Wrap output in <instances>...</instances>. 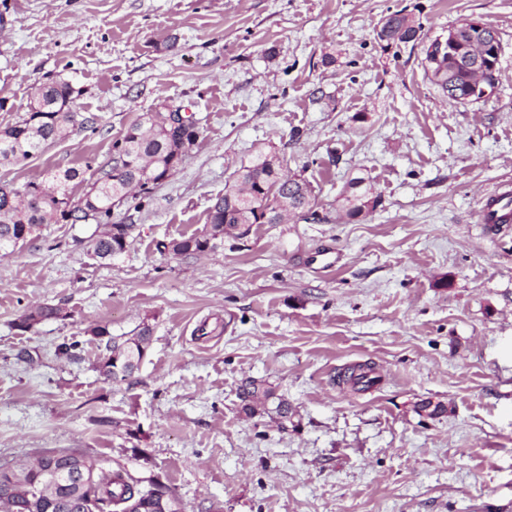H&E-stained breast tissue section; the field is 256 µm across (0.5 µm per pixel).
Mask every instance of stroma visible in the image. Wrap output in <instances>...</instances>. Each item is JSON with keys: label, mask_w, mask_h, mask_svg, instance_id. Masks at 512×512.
I'll list each match as a JSON object with an SVG mask.
<instances>
[{"label": "stroma", "mask_w": 512, "mask_h": 512, "mask_svg": "<svg viewBox=\"0 0 512 512\" xmlns=\"http://www.w3.org/2000/svg\"><path fill=\"white\" fill-rule=\"evenodd\" d=\"M397 10L425 39L492 25V94L446 103L422 42L383 49L375 29ZM49 78L82 88L97 128L0 162L2 183L93 174L163 105L195 115L198 138L173 176L113 209L134 227L123 253L96 260L94 225L50 223L0 255V463L78 449L159 479L183 512H512V224L478 221L512 182V0H0V126ZM259 150L310 182L319 220L160 252L203 229ZM357 176L380 204L341 218ZM42 304L63 319L16 329ZM145 323L140 367L106 379L92 328ZM365 362L376 385L342 383ZM249 378L293 424L241 413ZM425 400L446 414H418Z\"/></svg>", "instance_id": "1"}]
</instances>
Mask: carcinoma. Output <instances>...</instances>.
<instances>
[{
	"label": "carcinoma",
	"instance_id": "carcinoma-1",
	"mask_svg": "<svg viewBox=\"0 0 512 512\" xmlns=\"http://www.w3.org/2000/svg\"><path fill=\"white\" fill-rule=\"evenodd\" d=\"M422 23L401 11L386 15L376 31V39L387 49L400 43L415 42ZM438 39L425 43L424 69L429 80L438 86L443 97L456 104L467 102L473 62L466 58L454 64L437 60L432 46ZM500 59L489 53L481 59L479 69L485 82L495 84ZM84 93L80 87L63 79L39 84L31 97L28 110L17 122L0 128V161L23 163L41 154L47 145L63 136L76 124L96 130L97 119L77 112V99ZM197 128L193 121L181 126H154L148 113L130 125L114 141L112 156L96 170L95 179L85 182L80 169L71 167L50 172L41 181H28L20 186L0 184V252L12 253L16 241L28 239L42 224H89L112 226V234H97L90 239L94 256L106 260L122 253L128 246L134 225L112 223V201L134 180L143 184L139 192L147 194L151 187L146 167L163 177L175 172L183 157L176 156L181 144L193 146ZM86 183L83 193L75 197L71 185ZM380 203L373 185L364 177L350 180L343 192L342 208L349 218L367 216ZM294 206L297 211L317 215L315 197L307 182L284 170L274 154L258 152L248 165L237 172L233 183L224 187V194L213 199L209 221L196 233L159 244L160 251L174 256L214 253L224 246V237H237L231 229L241 224L275 223L276 209ZM348 381L363 389L379 382L374 367L359 365L351 369ZM243 413L249 417L266 411L268 403H276L275 412L284 422L293 415L288 400L276 396L272 387L254 379L239 389ZM170 491L164 483L153 480L148 486L130 475L117 471H100L99 480L82 486L73 483L57 490L54 498L35 506L27 493L16 496L13 512H76L78 502L92 503L94 512H126V503L134 499L141 512H160L159 497Z\"/></svg>",
	"mask_w": 512,
	"mask_h": 512
}]
</instances>
